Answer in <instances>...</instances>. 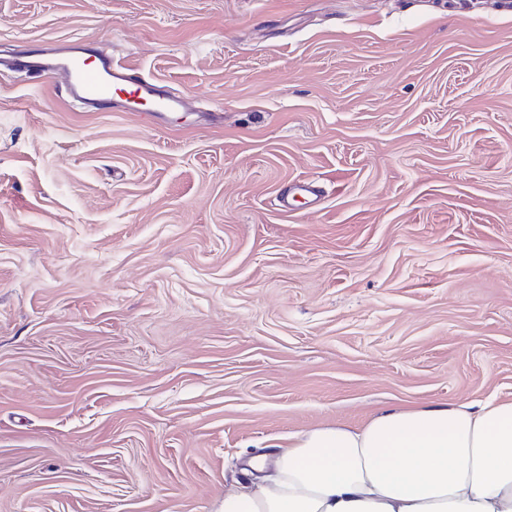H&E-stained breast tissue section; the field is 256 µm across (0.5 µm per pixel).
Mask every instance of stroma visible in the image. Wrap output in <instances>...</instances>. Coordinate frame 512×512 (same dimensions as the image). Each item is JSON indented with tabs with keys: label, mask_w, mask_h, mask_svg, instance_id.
Segmentation results:
<instances>
[{
	"label": "stroma",
	"mask_w": 512,
	"mask_h": 512,
	"mask_svg": "<svg viewBox=\"0 0 512 512\" xmlns=\"http://www.w3.org/2000/svg\"><path fill=\"white\" fill-rule=\"evenodd\" d=\"M76 41L186 107L0 66V512H224L304 431L512 401V0H0V56Z\"/></svg>",
	"instance_id": "1"
}]
</instances>
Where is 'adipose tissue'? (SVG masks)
<instances>
[{"mask_svg": "<svg viewBox=\"0 0 512 512\" xmlns=\"http://www.w3.org/2000/svg\"><path fill=\"white\" fill-rule=\"evenodd\" d=\"M224 512H512V402L388 410L324 426L272 461Z\"/></svg>", "mask_w": 512, "mask_h": 512, "instance_id": "1", "label": "adipose tissue"}]
</instances>
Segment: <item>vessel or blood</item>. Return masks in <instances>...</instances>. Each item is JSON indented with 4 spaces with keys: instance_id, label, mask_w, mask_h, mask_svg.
Masks as SVG:
<instances>
[{
    "instance_id": "obj_1",
    "label": "vessel or blood",
    "mask_w": 512,
    "mask_h": 512,
    "mask_svg": "<svg viewBox=\"0 0 512 512\" xmlns=\"http://www.w3.org/2000/svg\"><path fill=\"white\" fill-rule=\"evenodd\" d=\"M12 68L49 75L64 71L69 77V95L97 111L118 92L149 102L156 117L182 109L179 97L168 93L141 70L115 60L111 50L100 45L74 46L52 55L41 48L23 50L15 53Z\"/></svg>"
}]
</instances>
